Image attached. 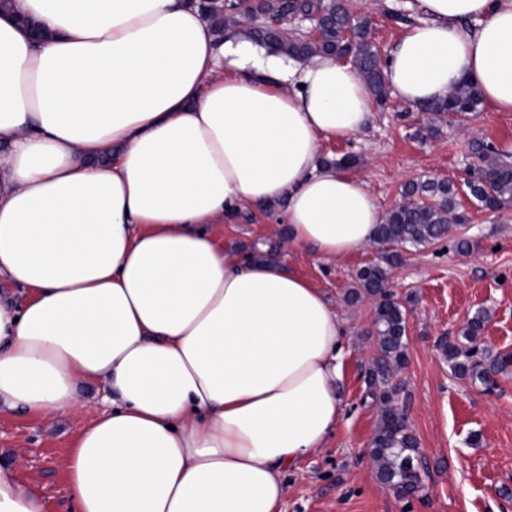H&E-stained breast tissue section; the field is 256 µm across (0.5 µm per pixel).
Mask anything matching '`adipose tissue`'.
<instances>
[{"mask_svg":"<svg viewBox=\"0 0 512 512\" xmlns=\"http://www.w3.org/2000/svg\"><path fill=\"white\" fill-rule=\"evenodd\" d=\"M385 81L416 106L461 83L512 112V0H417ZM374 99L355 68L217 36L192 0H12L0 10V407L111 410L64 460L76 512H281L287 471L345 411L327 294L209 227L283 205L336 260L383 214L328 162ZM0 464V512H44Z\"/></svg>","mask_w":512,"mask_h":512,"instance_id":"1","label":"adipose tissue"}]
</instances>
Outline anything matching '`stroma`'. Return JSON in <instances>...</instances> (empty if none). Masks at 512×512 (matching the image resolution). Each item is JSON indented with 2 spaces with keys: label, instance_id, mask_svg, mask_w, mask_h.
I'll return each mask as SVG.
<instances>
[{
  "label": "stroma",
  "instance_id": "35a3bbf8",
  "mask_svg": "<svg viewBox=\"0 0 512 512\" xmlns=\"http://www.w3.org/2000/svg\"><path fill=\"white\" fill-rule=\"evenodd\" d=\"M360 16L382 50L403 32L391 18L409 12L411 0H354ZM427 113L396 96L375 107L370 125L346 142L325 144L337 159L351 153L352 172L369 185L381 211L402 199L405 183L428 178L462 184L473 161V140L512 143V112L483 104L463 123H446L437 137L416 135ZM465 223L447 239L420 248H403L404 262L393 269L391 284L408 307L406 362L395 377L396 404L416 436L425 465L424 488L400 497L382 483L369 454L380 420L381 401L366 383L376 354L370 299L348 301L357 271L377 260L379 246L326 261L310 249L286 244L281 209H248L233 224L210 230L219 245L251 253L261 245H279L286 265L331 297L347 321L350 340L344 357L342 395L345 414L325 448L286 475L281 512H512V368L497 375L493 388L455 377L441 343L460 335L473 313L490 318L479 342L492 352H512V207L491 211L463 199ZM472 242L470 252L455 248ZM103 386L87 388L84 408L70 417L25 411L0 414V458L16 461L17 481L40 496L45 512H73L63 461L79 430L106 408Z\"/></svg>",
  "mask_w": 512,
  "mask_h": 512
}]
</instances>
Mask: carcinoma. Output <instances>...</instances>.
Listing matches in <instances>:
<instances>
[{
	"instance_id": "1",
	"label": "carcinoma",
	"mask_w": 512,
	"mask_h": 512,
	"mask_svg": "<svg viewBox=\"0 0 512 512\" xmlns=\"http://www.w3.org/2000/svg\"><path fill=\"white\" fill-rule=\"evenodd\" d=\"M198 8L207 9V21L221 37L229 32L245 35L269 50L297 59L349 54L375 101H386L385 60L372 41L369 20L353 16L347 0H230L200 3ZM288 15L307 17L318 29V37L308 40L293 32L283 22ZM481 103L479 90L470 84L452 89L446 98L423 107L428 120L418 135L439 132L444 120H467ZM472 153L478 169L467 182L470 196L493 211L511 206L512 166L479 139L473 142ZM461 207L457 189L445 180L410 182L404 188L402 203L390 209L378 225L376 243L389 245L397 241L418 246L441 241L448 237L450 225L464 222ZM400 259L399 252L390 250L381 256V261L361 268L357 274L361 291L356 296L365 295L374 301L378 355L366 378L368 388L384 387L381 423L372 438L370 455L380 480L401 495H414L423 488L418 443L396 407L398 386L393 384L394 375L404 365L407 335L406 302L389 289L390 273ZM488 318L487 310H477L462 334L448 339L442 347L455 376L486 385L512 363L507 355L475 346Z\"/></svg>"
}]
</instances>
